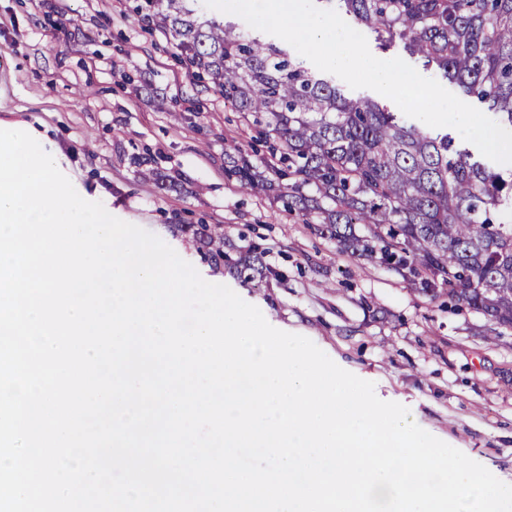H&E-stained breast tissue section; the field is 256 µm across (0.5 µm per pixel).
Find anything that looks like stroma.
I'll list each match as a JSON object with an SVG mask.
<instances>
[{
  "label": "stroma",
  "mask_w": 512,
  "mask_h": 512,
  "mask_svg": "<svg viewBox=\"0 0 512 512\" xmlns=\"http://www.w3.org/2000/svg\"><path fill=\"white\" fill-rule=\"evenodd\" d=\"M131 2L0 0V123L45 134L76 190L101 186L113 216L512 481V330L487 341L494 324L483 315L447 309L380 263L340 252L279 199L242 191L224 153H265L257 128ZM180 224L218 227L235 259L259 247L267 277L244 283L204 260Z\"/></svg>",
  "instance_id": "obj_1"
}]
</instances>
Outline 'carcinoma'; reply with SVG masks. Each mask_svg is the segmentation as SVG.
Returning a JSON list of instances; mask_svg holds the SVG:
<instances>
[{"label": "carcinoma", "instance_id": "carcinoma-1", "mask_svg": "<svg viewBox=\"0 0 512 512\" xmlns=\"http://www.w3.org/2000/svg\"><path fill=\"white\" fill-rule=\"evenodd\" d=\"M337 4L382 47L399 41L512 130V0H317ZM190 67L262 127L270 157L224 154L244 190L282 188L284 207L317 221L342 252L377 260L437 299L512 329V166L494 171L448 133L366 97H348L288 46L221 23L199 0H140ZM224 263V235L180 224ZM263 252L228 262L264 277Z\"/></svg>", "mask_w": 512, "mask_h": 512}]
</instances>
